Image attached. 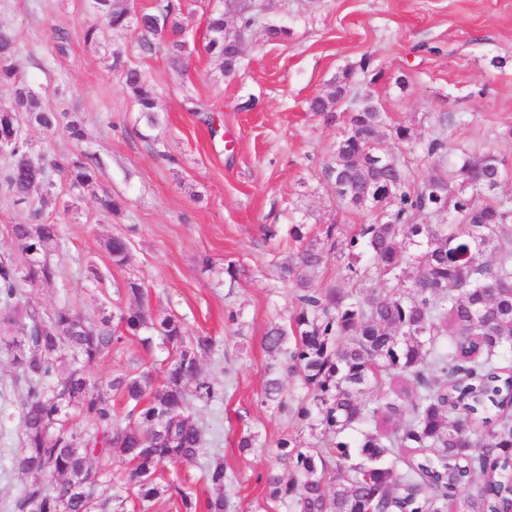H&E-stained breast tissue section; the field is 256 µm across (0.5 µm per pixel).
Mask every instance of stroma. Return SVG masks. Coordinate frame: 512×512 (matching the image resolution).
Here are the masks:
<instances>
[{
    "label": "stroma",
    "mask_w": 512,
    "mask_h": 512,
    "mask_svg": "<svg viewBox=\"0 0 512 512\" xmlns=\"http://www.w3.org/2000/svg\"><path fill=\"white\" fill-rule=\"evenodd\" d=\"M182 2L188 49L175 69L164 49L142 54L133 28L101 27L98 46L86 45L83 31L97 20L90 0H0V29L25 48L23 75L86 132L79 145L35 125H24L25 136L37 151H88L100 190L123 202L121 212L106 213L58 173L57 204L41 216L33 214L40 191L28 204L0 194V254L16 251L12 225L37 218L58 225L62 245L47 252L58 275L24 288L28 308L47 313L66 305L89 329L106 319L115 325L134 304L126 291L134 278L153 312L178 317L187 335L210 337L200 375L218 395L190 401L203 446L192 464L161 469L162 481L205 499L211 494L206 472L220 461L233 477L228 512H294L291 500L270 499L265 485L280 443L328 448L332 442L316 416L298 414L312 407L313 391L284 364H273L263 348L269 329L286 324L297 307L295 284L281 277L296 252L287 231L301 224L315 240L333 229L339 254L310 271L311 283L355 290L342 253L359 225L378 215L342 207L326 168L356 97L365 94L386 125L409 129L408 141L386 135L379 148L397 157L414 180L431 172L425 149L435 138L444 139L449 161L490 151L512 166V0H262L259 21L243 43L242 65L230 77L205 49L207 16L219 0ZM270 26L287 27L288 39L269 38ZM61 32L67 44L60 50ZM115 49L158 92L161 124L149 137H142L138 108L111 67ZM348 69L354 76L335 121L308 111V99L328 91ZM401 75L403 88L396 84ZM188 96L198 111L184 109ZM249 100L254 110H244ZM117 234L131 241L122 266L103 247ZM231 266L237 278L229 277ZM167 356L160 344L146 347L128 334L86 373L106 383L137 367L161 371ZM272 366L288 401L284 411L262 402ZM249 434L255 443L241 450ZM21 438L12 406L0 418V512H9L27 481L13 466ZM128 472L117 458L106 469L104 490L118 512H183L179 498L167 494L141 501Z\"/></svg>",
    "instance_id": "obj_1"
}]
</instances>
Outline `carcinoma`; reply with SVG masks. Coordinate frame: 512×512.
<instances>
[{
	"instance_id": "carcinoma-1",
	"label": "carcinoma",
	"mask_w": 512,
	"mask_h": 512,
	"mask_svg": "<svg viewBox=\"0 0 512 512\" xmlns=\"http://www.w3.org/2000/svg\"><path fill=\"white\" fill-rule=\"evenodd\" d=\"M181 0H158L151 12L134 13L125 0H93L98 18L112 29L134 27L144 34L162 33L168 40L172 67L182 64ZM224 8L207 21L206 49L219 60L229 54L224 37ZM259 10L234 13L236 34L258 21ZM22 48L0 29V88L10 91L12 105L0 109V137L20 128L18 113L50 135L63 130L81 142L80 122L66 120L19 78ZM112 67L139 107L146 130L160 125L153 87L140 69L111 53ZM352 80L343 72L331 89L314 98L310 108L332 121ZM382 112L368 95L348 116V130L336 142L329 167L342 204L374 208L382 204L384 222L363 224L350 237L347 268L352 277L365 273L354 266L361 252L370 254L377 273L392 285L375 293L361 287L354 295L342 288H315L305 274L334 253L329 245L304 242V225L289 235L304 243L297 262L283 268L298 288L297 310L286 326L271 328L266 351L284 355L289 371L313 389L314 405L331 448L281 446L279 469L267 472L273 499H291L296 512H512V198L495 197L512 177L505 160L493 153L463 154L455 176L442 165L444 141L426 147L432 172L420 181L391 155L378 149ZM10 163L0 176V190L18 203L40 186L41 164L61 171L70 186L95 194L96 167L82 151L61 159L34 154L27 139L13 140ZM454 214V222L417 224V215ZM16 248L26 257L0 259V323L27 329L22 345L6 354L27 383L20 401L23 441L15 469L38 479L24 485L11 512H112V499L101 498L103 470L96 457H117L131 465L128 481L143 501L174 491L184 512H226V473L217 463L207 471L215 495L202 501L179 487L159 486L155 473L167 465L192 463L203 442L201 427L186 411L188 384L195 396L210 400L215 387L199 379V356L211 339H187L181 321L156 317L144 306L141 284L131 279L127 292L136 305L121 313L127 332H155L168 349L163 381L149 369L112 377L102 387L79 364L95 362L121 342L111 327L94 332L66 306L41 315L23 307V285L50 283L57 271L45 253L58 246V227L48 223L12 225ZM105 249L116 265L126 263L130 240L114 235ZM496 262L484 261L486 253ZM412 258L421 273L407 281L400 271ZM73 367L66 373L60 366ZM371 389L382 392L375 404L363 401ZM123 396L127 422L114 421L109 391ZM264 402L283 411L278 378L267 380ZM71 409L90 418L94 431L83 436L65 424ZM359 462H351V448ZM334 462L336 483L328 489L327 460Z\"/></svg>"
}]
</instances>
